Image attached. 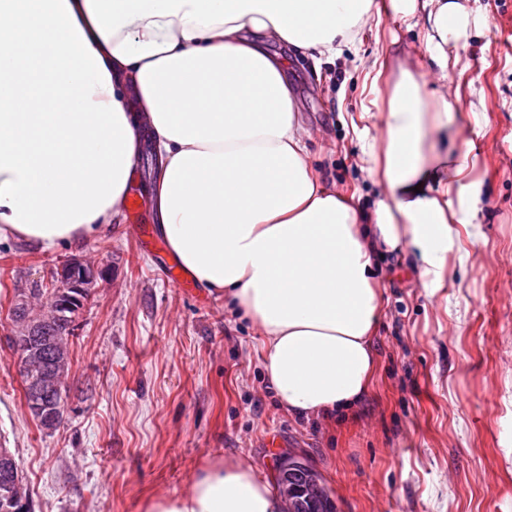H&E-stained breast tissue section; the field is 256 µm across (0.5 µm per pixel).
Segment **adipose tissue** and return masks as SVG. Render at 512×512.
Segmentation results:
<instances>
[{
  "instance_id": "1",
  "label": "adipose tissue",
  "mask_w": 512,
  "mask_h": 512,
  "mask_svg": "<svg viewBox=\"0 0 512 512\" xmlns=\"http://www.w3.org/2000/svg\"><path fill=\"white\" fill-rule=\"evenodd\" d=\"M425 16L431 73L466 37L461 0H392ZM373 0H0V239L45 250L121 223L145 142L159 158L154 219L187 275L223 293L262 338L279 405L329 417L369 392L382 307L373 256L415 246L443 278L453 201L475 187L455 107L397 60L378 141L361 169L386 197L371 213L325 188L302 116L269 52L333 60ZM247 461H217L144 512H282Z\"/></svg>"
}]
</instances>
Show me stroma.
Returning <instances> with one entry per match:
<instances>
[{
    "label": "stroma",
    "mask_w": 512,
    "mask_h": 512,
    "mask_svg": "<svg viewBox=\"0 0 512 512\" xmlns=\"http://www.w3.org/2000/svg\"><path fill=\"white\" fill-rule=\"evenodd\" d=\"M375 5L338 59L293 55L287 71L319 177L367 211L384 191L359 168L378 137L365 64L394 46L430 70L423 28L408 29L391 0ZM468 6L485 24L449 45L448 96L476 145L479 212L449 225L441 282L421 284L414 247L376 258L378 371L353 408L289 416L253 325L139 250L134 228L153 221L144 173L139 211L110 235L51 251L0 241V448L19 461L32 512H143L216 460H247L271 483L290 454L320 473L337 512H512V0ZM73 257L108 273L79 312L64 420L47 432L23 399L8 310Z\"/></svg>",
    "instance_id": "stroma-1"
}]
</instances>
